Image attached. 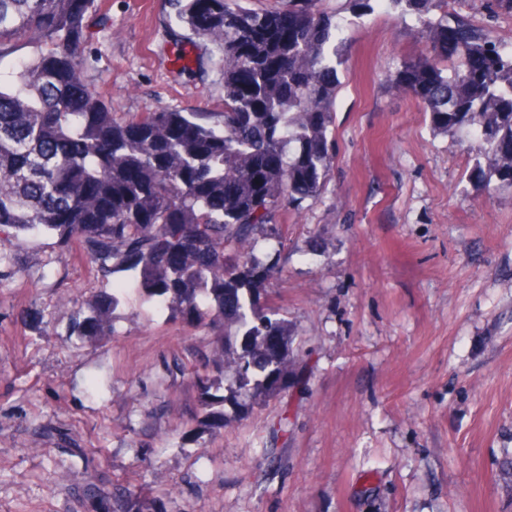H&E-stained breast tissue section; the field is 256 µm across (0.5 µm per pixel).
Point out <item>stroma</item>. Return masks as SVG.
Listing matches in <instances>:
<instances>
[{
  "label": "stroma",
  "instance_id": "35a3bbf8",
  "mask_svg": "<svg viewBox=\"0 0 512 512\" xmlns=\"http://www.w3.org/2000/svg\"><path fill=\"white\" fill-rule=\"evenodd\" d=\"M320 7L350 40L335 163L321 198L289 209L288 258L267 286L303 340L296 383L225 404L220 424L196 416L181 367L202 335L132 291L115 336L72 344L55 304L100 284L32 240L26 276L0 288V512H101L128 488L145 512H512V187L486 190L480 142L435 132L393 88L427 50L414 16ZM448 11L512 46V13ZM185 35L170 0H100L82 77L131 117L223 111L219 61L174 62ZM319 234L326 255H308Z\"/></svg>",
  "mask_w": 512,
  "mask_h": 512
}]
</instances>
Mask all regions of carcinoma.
Here are the masks:
<instances>
[{
	"label": "carcinoma",
	"instance_id": "1",
	"mask_svg": "<svg viewBox=\"0 0 512 512\" xmlns=\"http://www.w3.org/2000/svg\"><path fill=\"white\" fill-rule=\"evenodd\" d=\"M188 44L217 52L224 111L161 107L124 118L82 80L79 55L97 0H0V283L21 272L18 249L41 237L105 284L70 315L69 335H115L128 286L167 319L204 332L190 371L196 412L283 390L301 338L261 291L283 272L288 207L315 203L335 155L338 67L346 39L318 0L256 10L242 0H171ZM423 25L429 53L393 86L417 98L440 134L482 143L474 174L512 187V49L443 13L447 0H377ZM273 242L260 256L258 242ZM112 288H106L107 284ZM232 370L229 396L214 392ZM106 512H143L132 490Z\"/></svg>",
	"mask_w": 512,
	"mask_h": 512
}]
</instances>
